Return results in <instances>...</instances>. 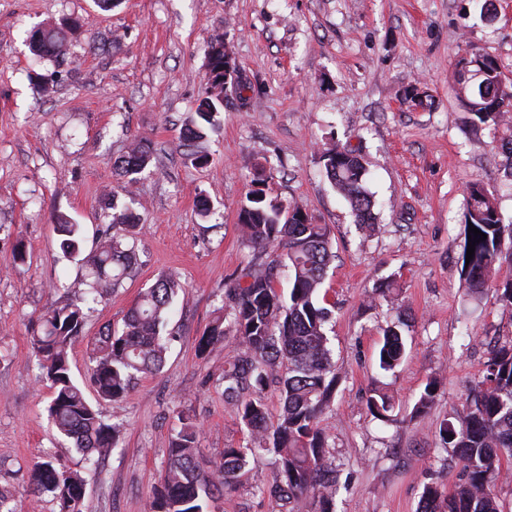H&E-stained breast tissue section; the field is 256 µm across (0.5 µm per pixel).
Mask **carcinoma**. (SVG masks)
Wrapping results in <instances>:
<instances>
[{
  "instance_id": "carcinoma-1",
  "label": "carcinoma",
  "mask_w": 512,
  "mask_h": 512,
  "mask_svg": "<svg viewBox=\"0 0 512 512\" xmlns=\"http://www.w3.org/2000/svg\"><path fill=\"white\" fill-rule=\"evenodd\" d=\"M69 38L62 28L39 29L32 35L31 51L39 57L65 58ZM207 87L190 120L185 141L204 139L217 128L224 111V74L239 70L224 37L213 38L205 52ZM460 59L455 65L458 84L470 91L466 103L473 124L502 127L509 138L501 149L512 161V99L500 100V83L507 79L497 61L484 57ZM320 159L326 176L349 203L358 225L376 226L373 195L365 186L366 168L361 154L331 143ZM151 162L142 142L132 145L118 161L126 186L135 184ZM272 173L261 170L252 180L246 203L239 212L242 234L251 248L273 259L264 268L247 267L224 283L222 305L197 340L201 355L220 344L227 350L224 400L248 431L247 444L226 448L218 460L199 448L201 425L196 415L181 410L167 449L159 485L147 503V512H211V502L224 497L249 473L251 462L271 456L273 481L257 493L269 495L274 512H295L309 501L311 512H334L339 484L336 465L327 455V436L320 418L334 400L337 375L330 340L325 332L332 311L323 291L333 252L330 231L315 224L295 201L270 198L266 186ZM464 222L486 237L476 241L473 259L460 269L466 292L472 297L494 289L501 306L512 311V276H500L503 264L512 266V223L504 224L497 201L484 186L466 188ZM129 190L112 193V232L104 233L96 248L84 258L83 279L70 285L75 300L48 310L31 339L40 379L50 384L47 413L71 450L89 459L110 454L118 445L120 425L104 419L71 378L69 352L82 338L92 307L99 298L118 288L137 262L135 248L126 243L139 227L140 217ZM60 246L78 255L83 241L80 225L66 215L56 217ZM509 245H503L505 237ZM289 271V293L283 297L274 285V271ZM183 285L166 276L158 279L127 311L122 328H103L90 342L91 383L104 402L125 396L136 381L159 372L169 348L166 315ZM405 356V344L396 327L383 332L378 350L381 370H394ZM275 386L282 397L276 422H269L263 397ZM438 384L428 383L415 403L411 417L428 413ZM394 396L385 386L366 399L377 419L390 417ZM443 449L454 450L463 478L450 492L428 484L419 512H501L492 486L502 463L512 459V343L494 349L477 389L453 409L451 419L439 428ZM28 493L50 495L60 512H82L85 481L74 471L58 468L52 459L38 462L29 474Z\"/></svg>"
}]
</instances>
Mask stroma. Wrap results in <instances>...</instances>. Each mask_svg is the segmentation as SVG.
I'll return each mask as SVG.
<instances>
[{
    "label": "stroma",
    "mask_w": 512,
    "mask_h": 512,
    "mask_svg": "<svg viewBox=\"0 0 512 512\" xmlns=\"http://www.w3.org/2000/svg\"><path fill=\"white\" fill-rule=\"evenodd\" d=\"M484 0H0V485L17 512H59L51 496L31 501L29 472L49 456L86 480L83 512H145L157 487L178 410L195 412L209 458L246 442L224 402L223 347L196 352L220 307L225 278L269 257L244 242L238 213L257 169L273 174L269 195L302 204L329 225L335 259L325 286L334 304L327 334L338 385L320 420L340 472L335 512H418L426 484L453 491L462 469L438 435L451 408L477 387L495 346L512 342V311L494 291L465 297L460 276L464 190L494 192L512 221V162L498 131L467 123L456 81L465 53L494 58L512 75V0L482 18ZM74 26L61 63L28 48L41 26ZM224 36L248 78V106L228 98L196 165L182 132L206 86L205 50ZM428 94L406 100V89ZM151 165L133 186L143 229L138 262L87 319L70 353L89 400L87 339L121 326L140 293L163 275L186 296L168 328L178 339L162 370L141 377L106 419L122 423L119 445L100 461L61 444L47 413L51 390L38 378L30 338L41 315L71 298L81 277L54 230L57 215L81 224L91 250L110 222L106 194L124 179L115 166L135 141ZM361 149L377 229L360 228L320 162L329 142ZM213 208L198 213L200 198ZM393 279L396 291L372 297ZM399 326L401 365L383 372L376 351ZM430 411H411L431 380ZM395 395L390 422L366 408L371 389ZM269 458L218 500L216 512H271L256 488L269 485Z\"/></svg>",
    "instance_id": "1"
}]
</instances>
